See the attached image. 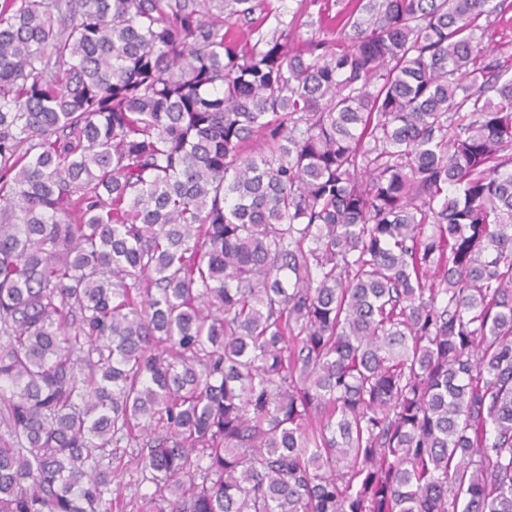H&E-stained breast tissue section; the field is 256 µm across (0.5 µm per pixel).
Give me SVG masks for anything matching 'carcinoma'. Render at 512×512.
<instances>
[{
    "label": "carcinoma",
    "instance_id": "1",
    "mask_svg": "<svg viewBox=\"0 0 512 512\" xmlns=\"http://www.w3.org/2000/svg\"><path fill=\"white\" fill-rule=\"evenodd\" d=\"M511 10L0 0V512H512ZM272 4L281 21L278 27L288 29L291 46H301L309 40L336 39V31L319 22L328 7L332 14L342 7L343 4L336 5V0H274ZM491 20L483 35V44L496 48L502 56L512 55V11L503 18L492 16Z\"/></svg>",
    "mask_w": 512,
    "mask_h": 512
}]
</instances>
